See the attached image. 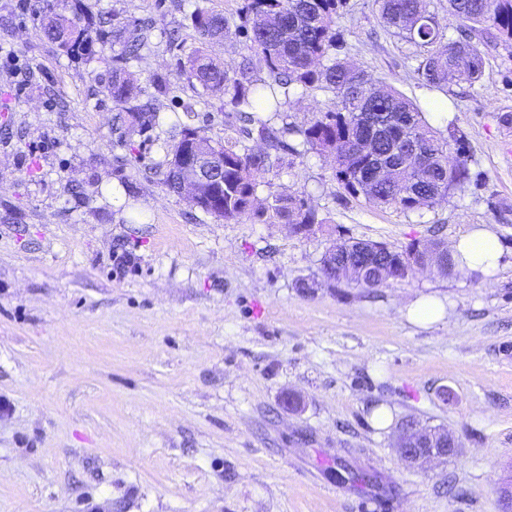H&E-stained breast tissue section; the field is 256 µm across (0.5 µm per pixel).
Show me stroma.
Here are the masks:
<instances>
[{
    "mask_svg": "<svg viewBox=\"0 0 512 512\" xmlns=\"http://www.w3.org/2000/svg\"><path fill=\"white\" fill-rule=\"evenodd\" d=\"M337 23L350 62L417 100L464 146L469 181L416 213L348 194L330 159L300 150L262 174L257 194L305 198L311 233L254 218L224 222L170 193L167 152L189 127L214 140L235 114L195 99L168 34L198 45L200 5L236 16L242 0H83L82 19L148 20L130 65L160 122L113 124L103 92L119 44L62 54L19 0H0V512H503L512 471V44L485 49L484 76L444 92L424 85L410 45L381 26L376 0H349ZM173 86L160 95L156 80ZM331 92L291 95L263 113L304 124ZM482 224L499 237L491 282L416 272L374 291L323 284L344 240L401 250L449 243ZM131 262L117 266L123 252ZM439 297L444 321L403 314ZM297 392V410L282 404ZM450 401H443V394ZM394 422L442 426L460 453L407 468ZM371 474L338 480L340 465Z\"/></svg>",
    "mask_w": 512,
    "mask_h": 512,
    "instance_id": "1",
    "label": "stroma"
}]
</instances>
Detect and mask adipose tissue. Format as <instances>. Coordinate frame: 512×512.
Returning a JSON list of instances; mask_svg holds the SVG:
<instances>
[{
    "instance_id": "1",
    "label": "adipose tissue",
    "mask_w": 512,
    "mask_h": 512,
    "mask_svg": "<svg viewBox=\"0 0 512 512\" xmlns=\"http://www.w3.org/2000/svg\"><path fill=\"white\" fill-rule=\"evenodd\" d=\"M450 251L461 277L490 280L499 271L502 246L498 236L489 228H470L451 242Z\"/></svg>"
}]
</instances>
